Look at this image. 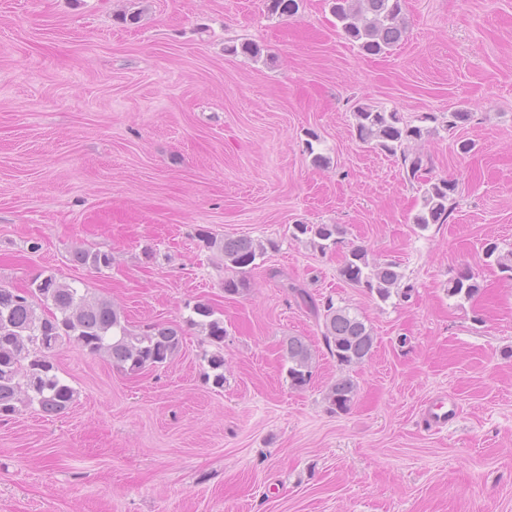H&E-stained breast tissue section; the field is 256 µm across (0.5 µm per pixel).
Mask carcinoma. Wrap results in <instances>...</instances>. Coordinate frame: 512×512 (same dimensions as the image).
<instances>
[{
  "label": "carcinoma",
  "instance_id": "carcinoma-1",
  "mask_svg": "<svg viewBox=\"0 0 512 512\" xmlns=\"http://www.w3.org/2000/svg\"><path fill=\"white\" fill-rule=\"evenodd\" d=\"M264 6L271 16L288 17L299 11L300 0H264ZM331 10L337 31L367 55L390 51L406 32L402 0H331ZM354 119L355 138L371 149L399 156L408 179L417 183L420 208L413 216V224L425 230L431 224L445 223L450 212L448 202L457 193L458 184L429 176L430 168L423 157L409 152L407 147L429 133L423 123L435 122L438 117L426 114L414 125L395 110L361 104L354 110ZM289 231L291 238L304 237L322 253L336 246L345 234L340 224H294ZM198 237L207 249L224 257V270L233 272L224 277V292L237 295L249 288L244 274L256 266L265 247L248 238H219L208 231L200 232ZM484 254L500 272L512 277V250L503 253L497 243L487 242ZM73 261L101 270L112 266V254L78 249ZM339 273L346 283L364 288L382 301L394 294L406 298L411 291L402 285L404 275L398 263L371 260L360 246L349 251ZM447 292L450 297L473 299L480 292L476 273L463 267L448 279ZM300 296L321 319L324 343L340 367H355L371 357L375 336L359 313L331 299L317 304L304 292ZM194 313L198 319L191 320V324L199 327L215 346L207 362L213 372V384L222 387V344L227 335L224 321L215 317V311L206 303L196 304ZM67 342L90 355L104 354L114 367L137 374L147 367L170 362L180 352L183 337L179 328L167 324L133 330L112 303L93 299L53 275L37 277L25 289L0 283V417L12 416L33 402L43 412L55 415L70 406L76 391L59 377L51 360V353ZM283 351L290 385L295 389L306 387L312 377L310 345L300 336H290ZM356 392L354 379L342 376L327 388L325 400L332 409L344 412Z\"/></svg>",
  "mask_w": 512,
  "mask_h": 512
}]
</instances>
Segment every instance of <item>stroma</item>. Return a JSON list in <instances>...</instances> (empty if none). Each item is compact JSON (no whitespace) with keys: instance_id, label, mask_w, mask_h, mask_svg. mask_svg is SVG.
Returning a JSON list of instances; mask_svg holds the SVG:
<instances>
[{"instance_id":"obj_1","label":"stroma","mask_w":512,"mask_h":512,"mask_svg":"<svg viewBox=\"0 0 512 512\" xmlns=\"http://www.w3.org/2000/svg\"><path fill=\"white\" fill-rule=\"evenodd\" d=\"M403 16V41L373 57L328 0L284 18L263 0H0V281L52 274L131 328L183 333L171 363L136 375L56 350L77 395L61 415L0 417V512H512V279L483 256L512 250V0H405ZM242 42L260 57L228 53ZM359 104L470 112L413 145L458 184L445 223L415 228L399 160L353 135ZM297 223L345 233L322 253L290 238ZM203 230L279 247L228 295ZM354 246L397 262L410 298L344 282ZM79 248L111 267L75 264ZM466 265L480 294L449 297ZM300 288L366 319V362L339 368ZM199 303L227 330L220 388L189 322ZM291 336L314 352L301 391ZM345 373L357 394L334 412ZM431 399L456 409L437 431ZM284 357L288 362V379L295 389L306 387L312 377L313 351L301 336L288 337L283 345ZM357 392V384L349 375L336 379L325 393V400L335 411H347L353 403Z\"/></svg>"}]
</instances>
